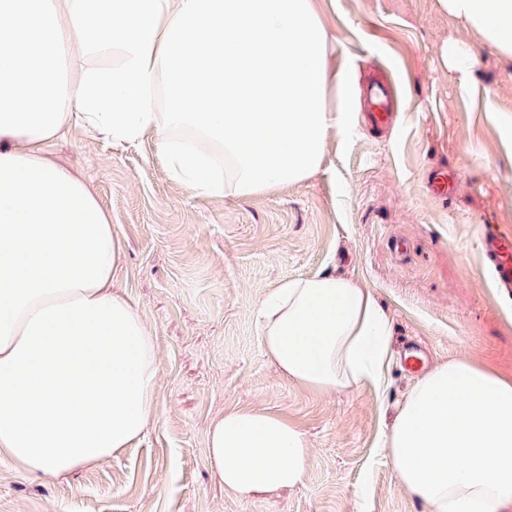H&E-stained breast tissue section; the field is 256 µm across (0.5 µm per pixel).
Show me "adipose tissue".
I'll return each instance as SVG.
<instances>
[{
  "instance_id": "ef3b65f1",
  "label": "adipose tissue",
  "mask_w": 512,
  "mask_h": 512,
  "mask_svg": "<svg viewBox=\"0 0 512 512\" xmlns=\"http://www.w3.org/2000/svg\"><path fill=\"white\" fill-rule=\"evenodd\" d=\"M512 59V0H440ZM91 59L71 81L66 46ZM315 0H0V460L63 476L130 447L156 413L155 331L112 289L124 246L79 175L45 150L82 125L117 146L151 139L170 178L248 198L321 166L350 80ZM283 377L325 394L385 383L392 322L373 293L318 273L258 302ZM226 490L296 486L305 434L230 409L207 431ZM427 512H512V376L468 359L422 375L384 434Z\"/></svg>"
}]
</instances>
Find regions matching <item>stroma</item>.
<instances>
[{
	"label": "stroma",
	"instance_id": "35a3bbf8",
	"mask_svg": "<svg viewBox=\"0 0 512 512\" xmlns=\"http://www.w3.org/2000/svg\"><path fill=\"white\" fill-rule=\"evenodd\" d=\"M336 37L330 64L352 80L345 126L303 183L252 198H209L168 178L152 143L117 147L85 131L52 148L82 174L125 242L115 286L154 329L155 418L107 462L56 478L0 461V512H426L379 446L423 372L455 358L512 374V295L494 287L485 225L512 231V61L439 0H319ZM466 45L468 82L443 49ZM391 80L397 128L368 131L362 84ZM460 174L454 197L429 171ZM331 272L368 288L394 326L385 394L365 386L322 395L283 379L266 354L256 305L277 282ZM426 351L420 368L407 344ZM277 412L306 435L302 482L257 496L224 490L207 458V428L229 408ZM459 175L454 170L436 169L429 174L428 185L433 195L448 199L458 184Z\"/></svg>",
	"mask_w": 512,
	"mask_h": 512
}]
</instances>
